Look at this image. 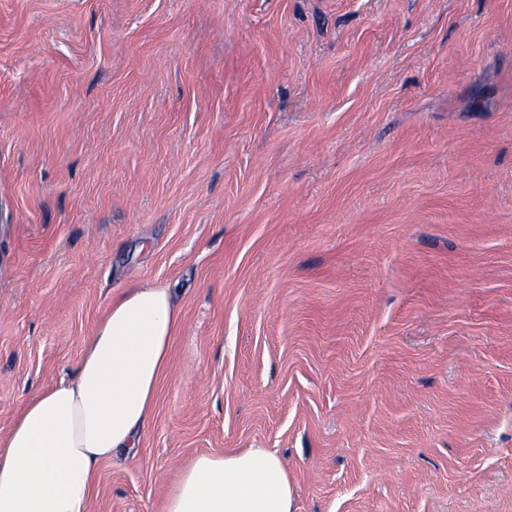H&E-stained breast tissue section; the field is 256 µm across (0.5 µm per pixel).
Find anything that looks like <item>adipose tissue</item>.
<instances>
[{
	"label": "adipose tissue",
	"instance_id": "obj_1",
	"mask_svg": "<svg viewBox=\"0 0 512 512\" xmlns=\"http://www.w3.org/2000/svg\"><path fill=\"white\" fill-rule=\"evenodd\" d=\"M182 323L169 288L113 297L73 375L28 400L0 438V512H89L100 463L135 451ZM163 512H294L288 469L267 448L200 454Z\"/></svg>",
	"mask_w": 512,
	"mask_h": 512
}]
</instances>
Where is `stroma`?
<instances>
[{
	"mask_svg": "<svg viewBox=\"0 0 512 512\" xmlns=\"http://www.w3.org/2000/svg\"><path fill=\"white\" fill-rule=\"evenodd\" d=\"M131 286L184 324L90 512L238 448L512 512V0H0L1 435Z\"/></svg>",
	"mask_w": 512,
	"mask_h": 512,
	"instance_id": "stroma-1",
	"label": "stroma"
}]
</instances>
